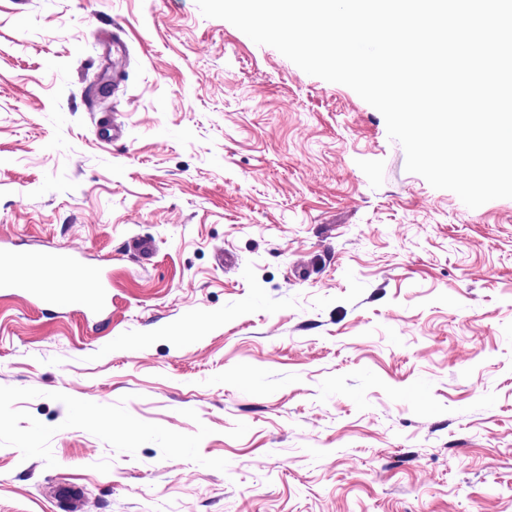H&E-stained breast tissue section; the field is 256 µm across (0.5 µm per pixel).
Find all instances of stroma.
Returning a JSON list of instances; mask_svg holds the SVG:
<instances>
[{
	"label": "stroma",
	"mask_w": 512,
	"mask_h": 512,
	"mask_svg": "<svg viewBox=\"0 0 512 512\" xmlns=\"http://www.w3.org/2000/svg\"><path fill=\"white\" fill-rule=\"evenodd\" d=\"M405 161L196 0H0V240L112 280L0 292V512H512V199Z\"/></svg>",
	"instance_id": "stroma-1"
}]
</instances>
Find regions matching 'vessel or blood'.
<instances>
[{
	"label": "vessel or blood",
	"instance_id": "1",
	"mask_svg": "<svg viewBox=\"0 0 512 512\" xmlns=\"http://www.w3.org/2000/svg\"><path fill=\"white\" fill-rule=\"evenodd\" d=\"M111 287L108 274L76 254L19 253L0 247V290L24 293L54 306H79L84 314L95 315L111 303Z\"/></svg>",
	"mask_w": 512,
	"mask_h": 512
}]
</instances>
